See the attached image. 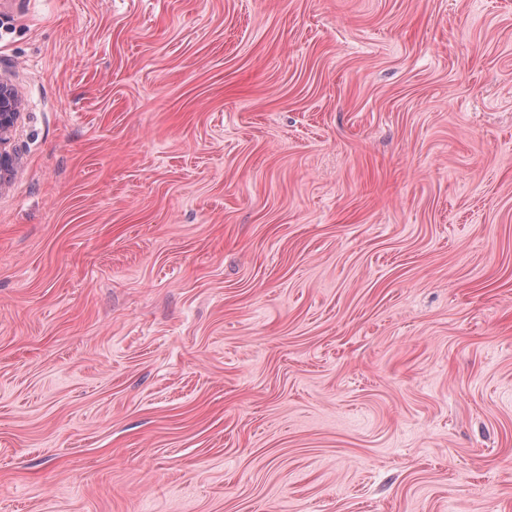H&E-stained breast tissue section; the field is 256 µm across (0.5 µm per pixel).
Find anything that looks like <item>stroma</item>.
<instances>
[{"label":"stroma","instance_id":"stroma-1","mask_svg":"<svg viewBox=\"0 0 512 512\" xmlns=\"http://www.w3.org/2000/svg\"><path fill=\"white\" fill-rule=\"evenodd\" d=\"M0 512H512V0H0ZM17 111L16 91L8 83L0 80V170L9 168L14 161L7 145L19 115Z\"/></svg>","mask_w":512,"mask_h":512}]
</instances>
